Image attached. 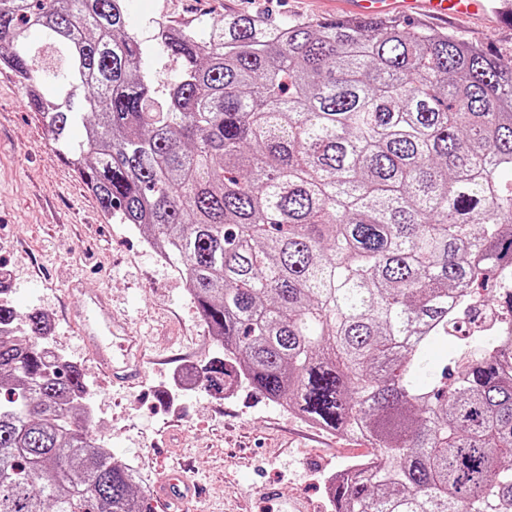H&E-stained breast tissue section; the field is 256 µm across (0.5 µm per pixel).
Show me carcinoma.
<instances>
[{"label":"carcinoma","mask_w":512,"mask_h":512,"mask_svg":"<svg viewBox=\"0 0 512 512\" xmlns=\"http://www.w3.org/2000/svg\"><path fill=\"white\" fill-rule=\"evenodd\" d=\"M127 0H0V66L107 222L149 231L222 351L203 367L379 454L334 512H512V57L394 18L199 33ZM63 58L39 65L31 31ZM79 124L83 138L69 139ZM0 287V512H149L92 437L89 385ZM453 345L439 372L428 351Z\"/></svg>","instance_id":"carcinoma-1"}]
</instances>
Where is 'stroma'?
Here are the masks:
<instances>
[{
    "label": "stroma",
    "instance_id": "obj_1",
    "mask_svg": "<svg viewBox=\"0 0 512 512\" xmlns=\"http://www.w3.org/2000/svg\"><path fill=\"white\" fill-rule=\"evenodd\" d=\"M242 10L287 20L332 19L331 0H129L128 27L152 46L157 13L210 29ZM419 26L450 31L502 57L512 56V27L494 15ZM16 288L19 312L49 315L55 349L92 388L93 437L120 462L136 461L148 483L160 466L191 461L204 485L205 512H332L328 472L374 454L365 440L334 435L225 378L208 388L200 371L221 349L208 335L183 279L125 225L106 223L95 197L55 147L20 85L0 69V269ZM106 290L126 314L151 362L127 383L103 376L69 321L84 298Z\"/></svg>",
    "mask_w": 512,
    "mask_h": 512
}]
</instances>
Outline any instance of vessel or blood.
Returning a JSON list of instances; mask_svg holds the SVG:
<instances>
[{"mask_svg":"<svg viewBox=\"0 0 512 512\" xmlns=\"http://www.w3.org/2000/svg\"><path fill=\"white\" fill-rule=\"evenodd\" d=\"M347 16L355 18L382 15L427 13L436 17L473 15L485 8L486 0H341ZM74 325L102 375L111 379H128L141 374L144 357L140 342L125 324L116 321L103 295L85 302V311ZM202 489L188 470L167 471L159 476L154 495L163 505L182 512L189 502L201 497Z\"/></svg>","mask_w":512,"mask_h":512,"instance_id":"1","label":"vessel or blood"}]
</instances>
